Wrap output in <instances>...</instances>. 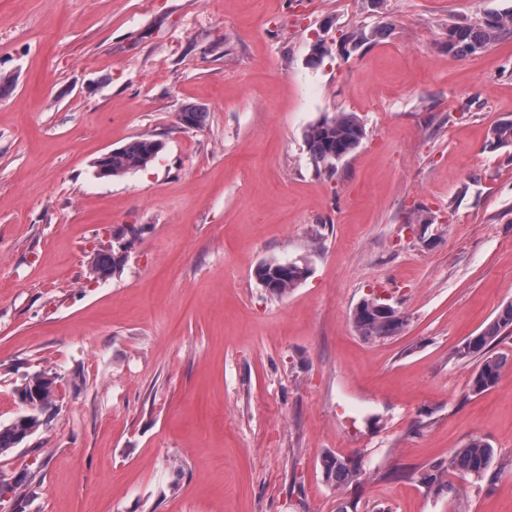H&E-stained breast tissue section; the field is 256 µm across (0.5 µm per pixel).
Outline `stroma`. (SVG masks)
<instances>
[{
    "label": "stroma",
    "mask_w": 512,
    "mask_h": 512,
    "mask_svg": "<svg viewBox=\"0 0 512 512\" xmlns=\"http://www.w3.org/2000/svg\"><path fill=\"white\" fill-rule=\"evenodd\" d=\"M511 6L0 0V424L26 377L56 379L47 424L0 455V512H512V365L476 395L453 356L512 301V148L489 144L512 38L446 47ZM334 112L366 137L320 174L305 132ZM143 134L146 169L98 176ZM265 261L310 273L278 298ZM371 295L398 335L358 334ZM474 440L494 482L426 491ZM328 451L366 478L330 489ZM125 251L126 246L98 250L91 261V273L97 279L108 280L122 270L127 257Z\"/></svg>",
    "instance_id": "obj_1"
}]
</instances>
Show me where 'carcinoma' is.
I'll return each mask as SVG.
<instances>
[{
  "instance_id": "1",
  "label": "carcinoma",
  "mask_w": 512,
  "mask_h": 512,
  "mask_svg": "<svg viewBox=\"0 0 512 512\" xmlns=\"http://www.w3.org/2000/svg\"><path fill=\"white\" fill-rule=\"evenodd\" d=\"M512 37V7L486 16L477 24H453L448 26V52L466 56L474 54L487 45ZM180 124L187 129L203 126L205 113L194 105H187L178 116ZM366 136V129L352 112H336L325 115L306 132V144L310 158L316 167L328 172L336 164L353 153ZM490 146L512 147V122H501L491 128ZM159 140L141 135L98 159L97 167L103 169L106 177H121L132 171L145 168L162 150ZM126 247L102 249L91 261V273L98 279L107 280L122 270L126 261ZM309 274L305 263L263 262L255 270L258 283L273 296H285L300 285ZM384 302L378 297L362 299L356 306L353 319L360 336L387 338L398 329L396 320L381 311ZM512 328V301L505 304L493 321L478 335L458 346L454 355L461 360L478 359L472 375L470 389L475 394L485 393L494 388L507 363L504 356L490 355L487 348L500 334ZM45 373L36 372L17 388L18 396L35 394L32 399L33 411L26 426L14 423L0 424V455L23 443L21 434L43 425L42 416L55 406L56 380L43 379ZM494 449L481 441H473L459 449L448 463L435 462L421 473L420 483L429 491L445 486V476L451 470L483 479L487 476ZM320 468L326 484L334 491H341L352 483L359 482L366 473L359 457L341 456L328 452L320 461Z\"/></svg>"
}]
</instances>
